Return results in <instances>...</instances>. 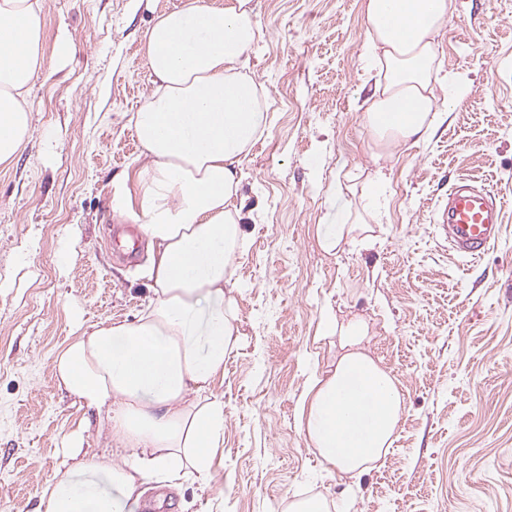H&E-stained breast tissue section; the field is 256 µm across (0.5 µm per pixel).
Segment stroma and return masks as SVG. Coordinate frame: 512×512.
I'll use <instances>...</instances> for the list:
<instances>
[{"instance_id":"35a3bbf8","label":"stroma","mask_w":512,"mask_h":512,"mask_svg":"<svg viewBox=\"0 0 512 512\" xmlns=\"http://www.w3.org/2000/svg\"><path fill=\"white\" fill-rule=\"evenodd\" d=\"M452 2L437 60L469 91L431 141L394 148L374 144L354 108L374 84L364 0H252L248 71L270 108L242 163L239 343L215 385L224 481L149 489L147 512H285L309 497L329 512H512V0ZM182 3L45 0L46 51L64 33L76 53L35 81L33 135L0 164V512H40L64 437L96 421L59 389L54 354L79 322L134 319L148 294L150 252L112 255L111 198L118 181L137 186L128 124L151 89L143 34ZM462 178L503 204L499 239L476 260L436 223ZM341 206L375 239L330 256L315 229ZM326 312L367 320L368 352L405 399L391 450L353 484L329 474L297 418L310 373L340 354L318 334Z\"/></svg>"}]
</instances>
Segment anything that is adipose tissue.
Segmentation results:
<instances>
[{"instance_id": "adipose-tissue-1", "label": "adipose tissue", "mask_w": 512, "mask_h": 512, "mask_svg": "<svg viewBox=\"0 0 512 512\" xmlns=\"http://www.w3.org/2000/svg\"><path fill=\"white\" fill-rule=\"evenodd\" d=\"M365 15L363 55L377 72L359 106L365 127L399 147L428 140L467 93L462 76L436 67L435 38L452 19V0H366ZM44 26L43 0H0V163L32 136L33 80L53 78L74 53L60 39L45 54ZM258 28L251 0H184L143 35L152 88L130 124L147 162L138 193L118 184L111 208L154 248L151 295L134 320L88 325L53 359L58 386L98 414L105 449L83 457V432L67 436L73 464L42 489L44 512H134L152 484L179 489L219 478L224 398L212 385L239 340L238 167L263 136L269 108L244 59ZM316 239L334 255L371 242V227L340 210L335 223L318 225ZM321 334L337 338L342 354L333 372L310 376L300 430L328 465L355 479L390 448L404 399L367 352L364 320L326 314Z\"/></svg>"}]
</instances>
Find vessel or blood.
<instances>
[{"mask_svg": "<svg viewBox=\"0 0 512 512\" xmlns=\"http://www.w3.org/2000/svg\"><path fill=\"white\" fill-rule=\"evenodd\" d=\"M501 213L492 192L462 182L449 191L439 224L455 251L476 259L496 243Z\"/></svg>", "mask_w": 512, "mask_h": 512, "instance_id": "1", "label": "vessel or blood"}]
</instances>
